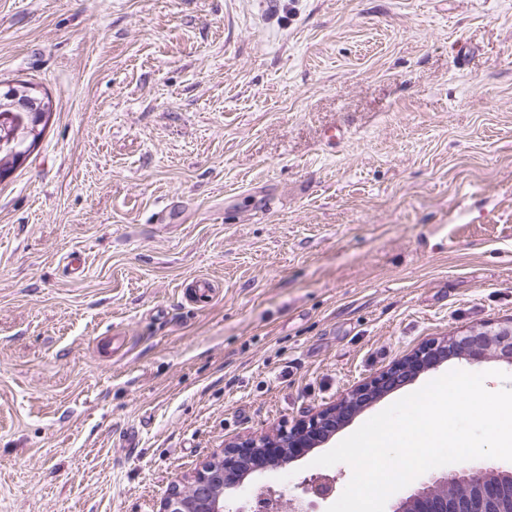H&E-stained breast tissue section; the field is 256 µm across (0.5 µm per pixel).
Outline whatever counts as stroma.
Masks as SVG:
<instances>
[{"mask_svg":"<svg viewBox=\"0 0 512 512\" xmlns=\"http://www.w3.org/2000/svg\"><path fill=\"white\" fill-rule=\"evenodd\" d=\"M16 81L53 111L0 181V512H156L225 441L512 320V0H0ZM454 369L512 389L453 358L334 442ZM325 452L244 488L343 493ZM335 478L327 476L312 475L302 482V491L305 494H312L321 499H327L335 489Z\"/></svg>","mask_w":512,"mask_h":512,"instance_id":"35a3bbf8","label":"stroma"}]
</instances>
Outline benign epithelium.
<instances>
[{"instance_id":"1","label":"benign epithelium","mask_w":512,"mask_h":512,"mask_svg":"<svg viewBox=\"0 0 512 512\" xmlns=\"http://www.w3.org/2000/svg\"><path fill=\"white\" fill-rule=\"evenodd\" d=\"M5 99L0 106V141L12 135L16 112H28L41 124L47 120L48 114L38 107V94L12 91ZM453 357H465L473 363L497 358L512 365V321L498 327L482 325L462 336L433 339L292 426L225 443L221 452L203 462L191 476L173 483L159 512H230L226 495L241 487L249 473L267 463L290 461L297 452L327 442L364 407ZM334 489L333 477L312 475L302 482L303 493L321 499L328 498ZM258 501L259 512H283L278 496L262 494ZM503 502L512 503L511 472L463 469L422 484L392 512H495Z\"/></svg>"}]
</instances>
